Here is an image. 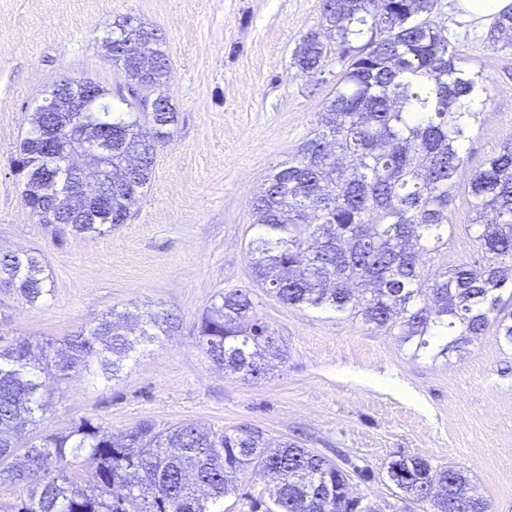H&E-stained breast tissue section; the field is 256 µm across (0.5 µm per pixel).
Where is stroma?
I'll use <instances>...</instances> for the list:
<instances>
[{
    "label": "stroma",
    "mask_w": 512,
    "mask_h": 512,
    "mask_svg": "<svg viewBox=\"0 0 512 512\" xmlns=\"http://www.w3.org/2000/svg\"><path fill=\"white\" fill-rule=\"evenodd\" d=\"M124 15L164 35V92L178 122L127 223L94 237L56 236L26 207L11 159L31 112L60 80L124 84L102 49ZM435 20L461 66L482 71L491 86L449 205L458 229L425 263L442 271L477 256L465 188L512 139V50L460 18L453 0H438ZM320 23L321 0H0V250L39 256L53 288L34 305L0 290V333L57 343L111 309L180 320L173 336L140 339L119 379L84 372L49 380L42 432L66 431L83 415L117 435L144 421L159 431L187 421L215 432L248 425L271 445L291 440L335 459L352 496L374 512H404L386 476L387 463L403 456L465 470L492 512H512V345L495 329L463 351L417 356L397 336L282 305L252 282L253 197L310 136L344 70L333 52L320 74L294 65L298 42ZM232 288L250 289L285 351L258 382L225 373L198 343L202 313ZM236 482L224 512H255L270 496L254 468Z\"/></svg>",
    "instance_id": "35a3bbf8"
}]
</instances>
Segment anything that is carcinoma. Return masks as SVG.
Wrapping results in <instances>:
<instances>
[{
    "instance_id": "obj_1",
    "label": "carcinoma",
    "mask_w": 512,
    "mask_h": 512,
    "mask_svg": "<svg viewBox=\"0 0 512 512\" xmlns=\"http://www.w3.org/2000/svg\"><path fill=\"white\" fill-rule=\"evenodd\" d=\"M437 0H322L320 29L307 33L293 64L322 71L336 50L345 70L316 126L288 160L277 164L253 201L257 234L249 243L253 280L280 303L356 319L372 330L395 331L414 353L440 338L438 354L459 351L495 327L512 344V139L469 180L480 256L426 274L425 258L448 248V215L465 142L490 83L457 63L445 27L430 19ZM493 42L512 49V13L496 19ZM106 56L127 83L158 101L146 112L95 84L94 111L71 129L70 97L56 84L58 111L31 113L30 128L52 127L65 143L112 137V193L93 220L66 186L26 201L53 232L103 235L126 223L152 180L156 150L168 141L177 113L161 88L169 59L159 30L134 16L113 22ZM29 172L64 176L39 146L19 144ZM28 303L51 294L46 266L21 250L0 253V278ZM511 289L508 296L504 290ZM176 318L159 311L133 316L110 310L93 326L46 346L0 335V483L26 490L17 512H223L236 475L257 468L273 484L265 512H352L349 475L329 458L285 441L268 451L265 433L242 425L216 433L194 422L157 432L142 422L116 437L87 416L65 433L36 434L46 408V379L97 364L111 380L135 347L134 337H169ZM199 343L216 365L261 380L284 350L259 317L248 288L221 292L199 323ZM87 456L95 469L86 484L73 477ZM402 499L432 512H491L473 479L454 467L402 457Z\"/></svg>"
}]
</instances>
